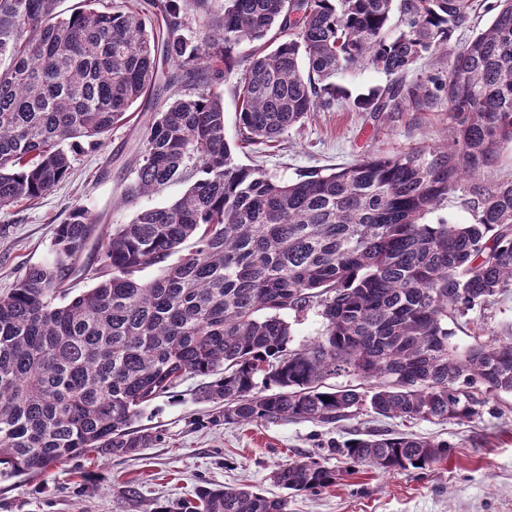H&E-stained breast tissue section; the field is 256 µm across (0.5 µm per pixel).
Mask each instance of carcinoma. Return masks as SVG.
I'll return each mask as SVG.
<instances>
[{
    "mask_svg": "<svg viewBox=\"0 0 512 512\" xmlns=\"http://www.w3.org/2000/svg\"><path fill=\"white\" fill-rule=\"evenodd\" d=\"M57 2L0 0V211L64 181L65 144L97 147L135 103L158 97L166 66L169 95L144 126L125 199L191 185L107 233L74 206L52 262L0 296V480L151 447L133 422L191 375L211 378L200 399L217 408L212 422L331 425L347 438L328 454L381 474L430 469L451 444L345 422L470 421L512 394V331L478 333L464 350L451 341L469 312L512 293V178L490 179L512 147V0H496L489 26L453 52L478 0H224L194 46L181 34L187 11L209 14V0H81L67 16ZM242 41L254 43L236 86L243 144L268 146L333 111L346 95L331 78L361 65L389 80L354 110L430 112L443 100L449 138L287 182L244 167L215 90ZM450 202L469 219L424 222ZM91 248L99 282L72 297ZM311 309L323 333L295 347L284 315ZM341 373L360 383H327ZM272 479L318 492L337 471L319 454ZM153 512H288V498L205 483Z\"/></svg>",
    "mask_w": 512,
    "mask_h": 512,
    "instance_id": "1",
    "label": "carcinoma"
}]
</instances>
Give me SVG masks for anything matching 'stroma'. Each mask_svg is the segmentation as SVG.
Listing matches in <instances>:
<instances>
[{
  "mask_svg": "<svg viewBox=\"0 0 512 512\" xmlns=\"http://www.w3.org/2000/svg\"><path fill=\"white\" fill-rule=\"evenodd\" d=\"M241 76V69H234L220 88L225 138L239 164L282 180L348 164L369 153L427 147L449 134L443 104L389 120L340 104L332 112L311 113L279 145L243 148L235 96ZM148 119V113L132 112L130 121L113 128L102 146L76 150L71 175L53 191L0 214V295L27 268L51 259L54 229L71 206H84L103 223L125 224L138 210L184 194L187 182L175 181L135 203L122 200ZM203 384V378H185L145 408L135 427L156 435L152 447L109 459L92 453L39 476L2 481L0 512H152L191 497L204 482L228 487L247 483L271 496L279 492L270 479L275 468L317 452L320 443L336 434L334 428L308 421L209 424L213 406L196 398ZM390 426L448 441L452 449L447 459L422 475H382L343 457L330 459L328 465L339 471L340 480L316 493L293 495L288 512H512V395L491 399L470 422L394 420ZM129 482L137 485L139 498L124 497L122 488Z\"/></svg>",
  "mask_w": 512,
  "mask_h": 512,
  "instance_id": "stroma-1",
  "label": "stroma"
}]
</instances>
